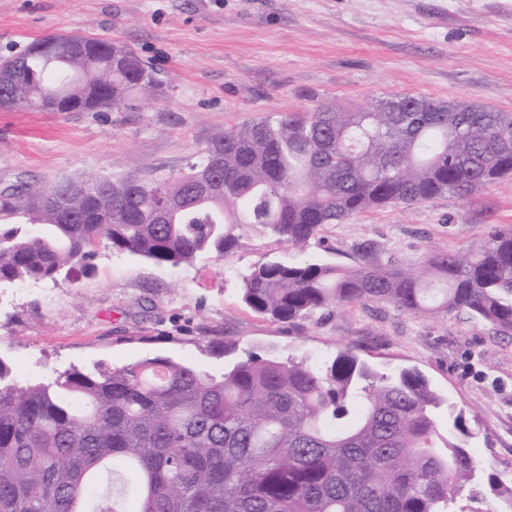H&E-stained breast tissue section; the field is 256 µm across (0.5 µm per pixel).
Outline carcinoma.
<instances>
[{
    "instance_id": "1",
    "label": "carcinoma",
    "mask_w": 512,
    "mask_h": 512,
    "mask_svg": "<svg viewBox=\"0 0 512 512\" xmlns=\"http://www.w3.org/2000/svg\"><path fill=\"white\" fill-rule=\"evenodd\" d=\"M74 39L48 36L53 53L31 44L10 59L0 94L18 110L58 112L56 97L97 86L92 111L110 112L164 92L134 49L117 44L116 64L91 63L72 53ZM210 154L222 157L224 192L202 203L190 189ZM511 176L512 112L417 95L356 110L317 101L224 130L174 177L97 200L77 188L71 224L36 205L49 187L1 189L0 284L89 274L100 244L172 266L249 232L304 252L328 224ZM162 193L175 210L157 224ZM373 251L360 244L353 267L269 261L242 275V300L282 324L385 302L512 332V229L416 265L384 266ZM479 431L419 371L382 372L351 346L326 366L245 350L219 375L158 356L26 384L0 360V512H464L463 497H512L479 474L469 448Z\"/></svg>"
}]
</instances>
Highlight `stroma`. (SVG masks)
<instances>
[{
    "mask_svg": "<svg viewBox=\"0 0 512 512\" xmlns=\"http://www.w3.org/2000/svg\"><path fill=\"white\" fill-rule=\"evenodd\" d=\"M79 32L132 47L165 82L124 112H0V188L92 175H176L224 129L321 98L356 108L389 94L472 100L512 112V0H0V57ZM512 227V178L468 195L372 209L327 225L306 251L243 235L190 265L98 246L90 276L0 287V360L18 383L75 367L164 356L215 371L213 341L309 361L350 344L387 371L415 369L478 420L485 472L512 468V335L457 313L422 319L352 303L293 325L242 301L241 273L269 260L387 265L484 244Z\"/></svg>",
    "mask_w": 512,
    "mask_h": 512,
    "instance_id": "1",
    "label": "stroma"
}]
</instances>
